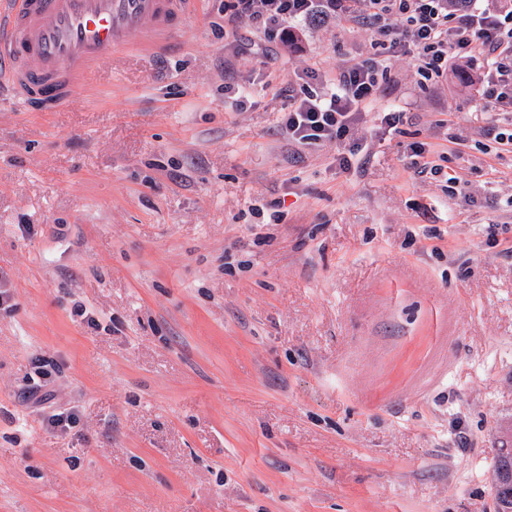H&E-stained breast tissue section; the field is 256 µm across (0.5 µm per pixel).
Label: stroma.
<instances>
[{
    "label": "stroma",
    "mask_w": 512,
    "mask_h": 512,
    "mask_svg": "<svg viewBox=\"0 0 512 512\" xmlns=\"http://www.w3.org/2000/svg\"><path fill=\"white\" fill-rule=\"evenodd\" d=\"M232 3L61 111L0 101V512H495L512 114L394 57L373 109L404 119L340 168L279 122L383 46Z\"/></svg>",
    "instance_id": "stroma-1"
}]
</instances>
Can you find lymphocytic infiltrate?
Masks as SVG:
<instances>
[{"label":"lymphocytic infiltrate","mask_w":512,"mask_h":512,"mask_svg":"<svg viewBox=\"0 0 512 512\" xmlns=\"http://www.w3.org/2000/svg\"><path fill=\"white\" fill-rule=\"evenodd\" d=\"M336 14L368 22L393 55L414 58L430 79L443 78L454 60L482 57L484 95L493 97L500 110L512 112V0L482 12L453 7L452 0H233L227 24L245 23L285 41L290 37L285 22ZM395 19L400 27H392ZM378 70L370 60L349 63L331 92L322 90L319 72L306 70L299 94L281 119L285 140L311 147L336 141L339 164L350 166L362 150L357 134L379 91Z\"/></svg>","instance_id":"f902f5d3"}]
</instances>
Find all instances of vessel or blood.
<instances>
[{
	"instance_id": "obj_1",
	"label": "vessel or blood",
	"mask_w": 512,
	"mask_h": 512,
	"mask_svg": "<svg viewBox=\"0 0 512 512\" xmlns=\"http://www.w3.org/2000/svg\"><path fill=\"white\" fill-rule=\"evenodd\" d=\"M199 0H0V87L31 112H55L121 53L171 51ZM143 32L132 43V32Z\"/></svg>"
}]
</instances>
